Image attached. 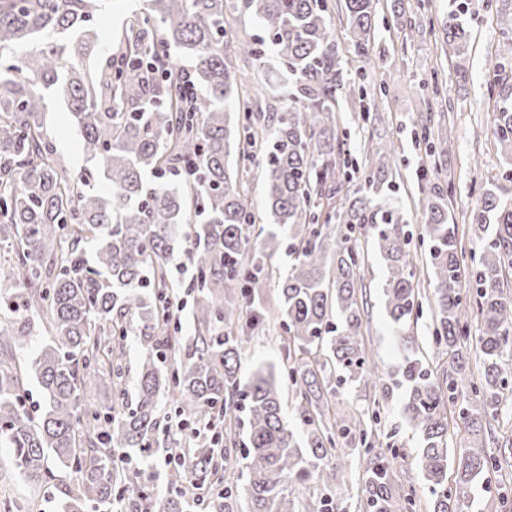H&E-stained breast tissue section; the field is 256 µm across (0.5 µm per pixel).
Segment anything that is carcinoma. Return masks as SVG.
I'll use <instances>...</instances> for the list:
<instances>
[{
    "label": "carcinoma",
    "mask_w": 512,
    "mask_h": 512,
    "mask_svg": "<svg viewBox=\"0 0 512 512\" xmlns=\"http://www.w3.org/2000/svg\"><path fill=\"white\" fill-rule=\"evenodd\" d=\"M109 0H0V252L11 272L0 293V447L15 468L41 482L49 463L79 474L65 512H185L186 498L205 479L221 490L219 512H238L233 468L247 472V512H336L338 474L353 455L365 461L364 512H416L415 497L396 502L391 447L376 449L377 413L336 417L328 403L350 383L388 391L363 342L364 253L369 232L385 270L382 295L400 361L392 383L418 434L416 463L432 512H464L474 486L507 460L496 423L512 400V24L502 28L487 90L494 98V137L507 155L500 182L482 188L472 212L478 251L463 262L450 210L454 188L439 171L423 199L427 264L434 305L436 367L423 358L414 325L422 303L410 260L412 236L402 210L388 203L400 176L389 145L357 170L363 192L342 197L351 172L340 164L337 103L364 94L346 81L326 0H146L127 19L117 51L112 32L93 25ZM267 38L231 29L238 5ZM373 0H345L346 28L359 56L369 55ZM464 4L438 31L445 54L468 42ZM286 76L279 110L263 109L261 77L237 71L243 56L260 65L265 42ZM193 59L190 92L171 50ZM67 102L94 171L74 176L57 155L42 122L45 92ZM418 139L447 152L428 119ZM261 168L272 228L265 247L293 257L279 284L280 327L288 366L257 367L240 376L248 331L233 334L266 287L263 255L251 250L255 223L242 186L246 166ZM193 166L182 184L158 181L166 166ZM194 268L198 336H177L182 285L171 265L182 242ZM478 373L461 350L469 321ZM49 342L32 363L16 360L35 327ZM144 337L134 400L125 388V336ZM112 391L97 407L86 377ZM35 377L43 413L27 408ZM300 384L293 422L283 416L282 390ZM185 424L214 420L215 437L181 439L159 432L160 407ZM243 410L247 442L232 436V413ZM464 427L468 446L449 448L448 416ZM168 448L170 492L125 495L124 461ZM316 481V496L299 503L295 488Z\"/></svg>",
    "instance_id": "carcinoma-1"
}]
</instances>
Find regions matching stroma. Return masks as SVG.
<instances>
[{
	"instance_id": "1",
	"label": "stroma",
	"mask_w": 512,
	"mask_h": 512,
	"mask_svg": "<svg viewBox=\"0 0 512 512\" xmlns=\"http://www.w3.org/2000/svg\"><path fill=\"white\" fill-rule=\"evenodd\" d=\"M465 18L471 30L468 44L467 73L458 76L456 60L444 55L432 26L441 24L448 12L449 0H376V26L368 57L356 54L345 28L343 0H329L334 35L346 61L348 77L362 80L369 95L375 96L380 121L371 126L358 122L363 108L358 97H340L339 134L345 140L347 156L352 163H363L368 151L378 141L395 145L400 176L394 192L395 201L403 209L413 234H422L419 200L426 185L425 173L430 159L422 142L415 138V122L420 114L431 113L440 127L449 128L451 143L442 158L444 174L454 186L452 214L459 227L464 250H471V213L486 183L496 180L502 156L494 143V103L486 91L485 76L492 69L501 36V25L512 18V0H466ZM420 20L418 30H410L407 22ZM445 75L447 92L433 97L428 86L434 74ZM44 124L57 153L75 174L89 169L86 158H75L82 140L64 102L48 97ZM288 270L287 255H279L272 267L266 268V286L254 301L265 320L251 334L242 353L244 369L261 364L282 365L286 353L282 347L279 314V275ZM364 343L382 370L391 373L399 363L394 336L384 310L381 292L384 270L375 254L365 258ZM352 407L375 408L379 411V441L398 448L405 460L394 467L392 484L397 495L415 492L419 512H431L430 496L416 466V436L403 414L400 390L382 394L354 384L339 389L333 411ZM74 472H56L52 479L31 484L16 471L12 451L0 447V501L29 503L33 512H59L58 505L69 488L75 487Z\"/></svg>"
}]
</instances>
